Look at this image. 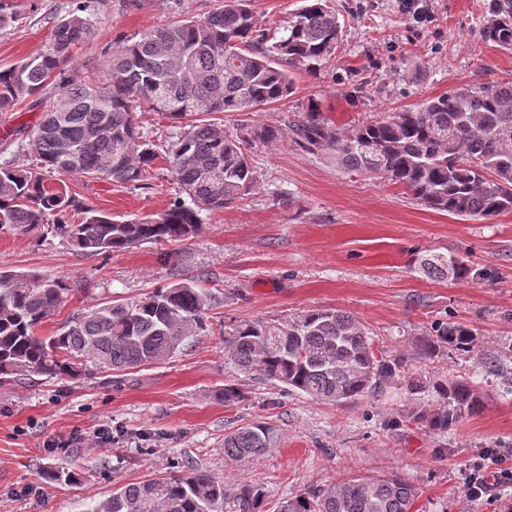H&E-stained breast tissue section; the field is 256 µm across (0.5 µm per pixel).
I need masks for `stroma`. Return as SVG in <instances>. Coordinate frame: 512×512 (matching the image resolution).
Here are the masks:
<instances>
[{
	"label": "stroma",
	"mask_w": 512,
	"mask_h": 512,
	"mask_svg": "<svg viewBox=\"0 0 512 512\" xmlns=\"http://www.w3.org/2000/svg\"><path fill=\"white\" fill-rule=\"evenodd\" d=\"M218 0H0L13 22L0 27V66L44 49L58 18L84 8L96 37L72 52L67 77L105 75L107 48L174 18H200ZM484 0H328L341 23L335 56L317 75H295L286 100L241 119L283 129L259 150L256 187L204 214L202 231L177 244H144L86 255L40 231L0 230V268L66 280L72 294L37 329L56 334L80 312L130 301L185 280L211 290L209 330L172 358L75 380L32 375L0 384V512H92L118 487L190 460L228 481L263 486L269 512L306 489L352 477L397 474L418 490L414 512H512V491L492 486L471 498L474 459H512V212L489 221L438 212L375 174H345L321 153L296 143L288 127L316 104L330 123L351 128L370 117L415 109L461 86L512 81V52L481 35ZM303 0H253L258 29L282 36ZM41 108L23 101L0 112V167L36 168L31 133ZM44 184L123 220L165 210L179 192L165 158L145 185L48 173ZM469 260L475 281L432 280L415 271L416 253ZM317 308L357 318L410 373L435 379L476 375L480 411L444 434L412 417L427 397L398 387L341 404L259 380L248 396L224 403L237 373L216 323L283 319ZM475 329L470 352L424 348L435 324ZM273 427V446L243 462L224 457L226 433L253 422ZM108 430L112 440L98 442ZM76 475L60 484L52 473Z\"/></svg>",
	"instance_id": "35a3bbf8"
}]
</instances>
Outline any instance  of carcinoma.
<instances>
[{
	"label": "carcinoma",
	"mask_w": 512,
	"mask_h": 512,
	"mask_svg": "<svg viewBox=\"0 0 512 512\" xmlns=\"http://www.w3.org/2000/svg\"><path fill=\"white\" fill-rule=\"evenodd\" d=\"M252 0H219L200 19H173L135 40L112 44L105 78L67 82L43 96L62 75L73 49L93 36L96 23L77 13L54 22L40 53L0 69V112L31 97L46 103L33 135L40 166L59 175L82 174L138 185L158 157L141 130L137 110L173 120L165 156L180 199L142 218L114 220L64 192H52L36 171L0 167V229L38 227L86 254L121 252L144 243L181 242L203 227L202 214L222 210L257 183L253 154L277 141L275 126L240 124L228 133L207 119L221 112H255L291 96L293 72L317 75L335 53L341 25L323 0H306L271 42L256 29ZM482 36L512 51V0H489ZM295 140L321 151L347 173L377 174L438 211L491 219L512 212V81L462 87L415 110L358 124L333 126L311 109L291 124ZM73 212L65 224L59 215ZM430 278L474 280L461 257L416 258ZM62 278L0 268V379L42 375L74 378L92 365L126 371L170 358L207 328L213 296L192 281L158 288L128 303H106L79 313L54 336L36 328L66 301ZM224 353L242 374L278 383L313 400L347 402L379 395L392 383L411 394L432 392V409L413 416L445 432L477 413L473 377L422 382L403 359L374 345L353 316L312 309L281 320L256 319L223 330ZM473 330L446 322L427 347L470 351ZM263 422L224 436V456L242 461L271 447ZM415 487L399 475L359 477L313 488L278 503L275 512H412ZM93 512H267L261 486L232 483L188 465L181 474L131 483Z\"/></svg>",
	"instance_id": "1"
}]
</instances>
